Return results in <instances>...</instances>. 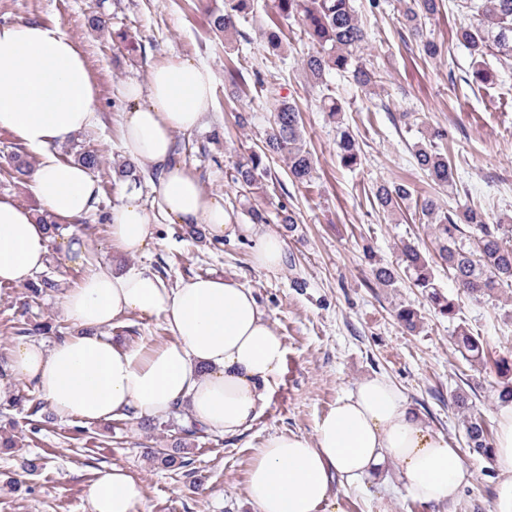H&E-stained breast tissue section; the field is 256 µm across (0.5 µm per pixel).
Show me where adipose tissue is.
I'll return each mask as SVG.
<instances>
[{"instance_id":"1","label":"adipose tissue","mask_w":512,"mask_h":512,"mask_svg":"<svg viewBox=\"0 0 512 512\" xmlns=\"http://www.w3.org/2000/svg\"><path fill=\"white\" fill-rule=\"evenodd\" d=\"M214 75L198 63L170 57L154 64L146 83L123 96L122 149L158 174L162 210L175 224L205 225L210 236L230 231L222 199L174 161V135L201 127L212 101ZM98 94L82 54L65 35L37 23L0 24V128L12 132L41 161L30 189L55 221L94 209L92 173L49 152L89 128ZM112 245L134 256L153 246L148 211L135 195L110 213ZM258 268L279 269L286 243L252 224ZM50 237L36 215L0 198V284L23 285L43 268ZM75 334L51 346L25 342L9 369L33 382L54 412L86 423L129 412L151 418L183 404L201 425L226 435L250 428L266 406L285 354L283 337L252 291L231 278L194 276L170 288L156 274L101 264L62 302ZM163 317L170 342L131 350L101 336L121 316ZM494 449L501 466L494 512H512V405L497 416ZM397 466L409 492L425 503L454 501L471 474L457 449L413 414L388 378L368 377L338 399L314 437L281 433L258 448L246 477L253 512H318L333 482L384 480ZM143 492L124 469L111 468L89 489L92 512H137Z\"/></svg>"}]
</instances>
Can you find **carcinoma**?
Returning a JSON list of instances; mask_svg holds the SVG:
<instances>
[{
	"mask_svg": "<svg viewBox=\"0 0 512 512\" xmlns=\"http://www.w3.org/2000/svg\"><path fill=\"white\" fill-rule=\"evenodd\" d=\"M251 2L224 0V12L213 16L212 29L226 36L237 32V22L249 12ZM455 7L474 15V23L457 31V40L464 43L472 56L469 81L485 83L490 80V73L485 69L486 57L512 60V0H459ZM276 8L281 18L298 22L300 32L312 47L301 60L311 84L326 85V74L331 71L366 91L381 82L379 71L368 66L364 59L369 38L354 0H276ZM437 10V0H406L404 10L397 17L398 24L419 40L422 53L430 58L438 55L439 47L426 37L424 28ZM264 39L268 53L273 56L288 46L286 35L277 23L267 28ZM446 139L448 131L442 128L422 135L414 145V156L434 185L451 189L455 185L453 166L448 154L439 147ZM274 156L288 160L294 181H312L315 161L304 144L299 111L289 101L275 106L264 145L246 162L235 165L234 182L249 189L261 188L268 176L266 160ZM336 156L344 167H353L360 159L356 140L345 130L336 140ZM411 196V188L405 183H381L374 191L375 203L384 213L393 212L399 201ZM417 208L420 221L431 226L438 256L448 266V274L459 290L480 298L498 288H512V247L503 244L505 225L489 223L484 212L473 208L444 211L431 197L417 203ZM400 260L423 297L441 316L453 318L455 300L439 291L430 261L419 248L412 243L403 244ZM455 345L470 362L479 363L486 356L481 337L463 326L456 331ZM497 368L502 378L497 399L512 402V365L502 358ZM465 437L470 451L490 458L491 446L482 419L471 417L466 421Z\"/></svg>",
	"mask_w": 512,
	"mask_h": 512,
	"instance_id": "obj_1",
	"label": "carcinoma"
}]
</instances>
